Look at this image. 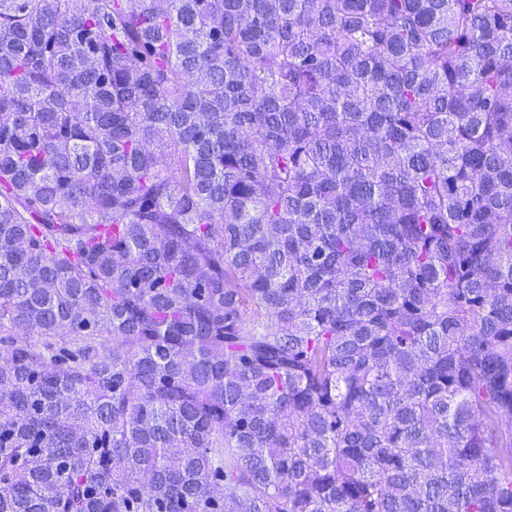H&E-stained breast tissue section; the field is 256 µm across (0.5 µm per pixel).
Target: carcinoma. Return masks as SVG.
<instances>
[{
  "mask_svg": "<svg viewBox=\"0 0 512 512\" xmlns=\"http://www.w3.org/2000/svg\"><path fill=\"white\" fill-rule=\"evenodd\" d=\"M0 512H512V0H0Z\"/></svg>",
  "mask_w": 512,
  "mask_h": 512,
  "instance_id": "cac0c4a2",
  "label": "carcinoma"
}]
</instances>
